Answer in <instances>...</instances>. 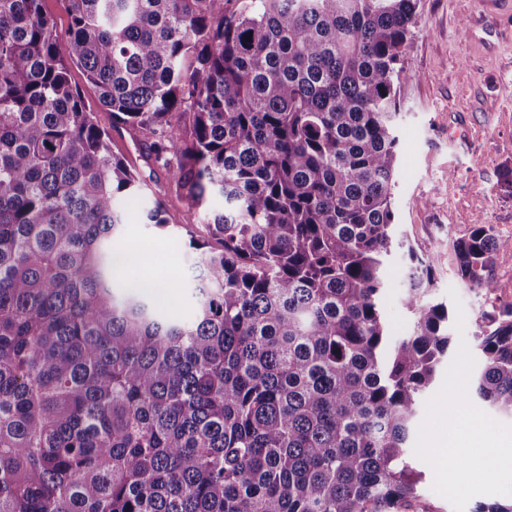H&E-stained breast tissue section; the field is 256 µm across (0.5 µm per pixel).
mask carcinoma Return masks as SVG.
I'll return each instance as SVG.
<instances>
[{
  "instance_id": "1",
  "label": "carcinoma",
  "mask_w": 512,
  "mask_h": 512,
  "mask_svg": "<svg viewBox=\"0 0 512 512\" xmlns=\"http://www.w3.org/2000/svg\"><path fill=\"white\" fill-rule=\"evenodd\" d=\"M417 8L67 0L62 39L0 0V512H430L408 443L452 336L413 247L410 335L381 304ZM73 66L215 241L189 321L116 279L142 184ZM455 252L494 293L490 227ZM475 340L512 416V302Z\"/></svg>"
}]
</instances>
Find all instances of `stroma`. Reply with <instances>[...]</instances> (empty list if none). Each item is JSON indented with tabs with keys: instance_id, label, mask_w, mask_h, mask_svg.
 I'll return each mask as SVG.
<instances>
[{
	"instance_id": "stroma-1",
	"label": "stroma",
	"mask_w": 512,
	"mask_h": 512,
	"mask_svg": "<svg viewBox=\"0 0 512 512\" xmlns=\"http://www.w3.org/2000/svg\"><path fill=\"white\" fill-rule=\"evenodd\" d=\"M406 66L410 76L399 91L396 221L404 239L429 261L431 298L447 305L453 337L434 386L420 399L410 458L423 472L419 489L432 512H474L478 504L512 499V475L478 456L468 429L449 428V400L462 397L463 408L487 428L495 446L512 443V416L490 410L474 392L477 320L494 300L460 277L454 245L469 233L471 219L489 224L490 273L502 278L499 299L512 300V197L500 187L512 169V0H419ZM69 78L108 131L113 152L141 177L143 197L124 229L126 243L144 249L154 279L183 281L162 305L170 314H189L195 304L192 244L207 241L206 226L148 158L146 139L113 122L80 68L71 67ZM157 200L166 211L164 227L144 223L140 213ZM406 275L399 249L384 268L382 298L396 338L409 335L412 324L401 303Z\"/></svg>"
}]
</instances>
